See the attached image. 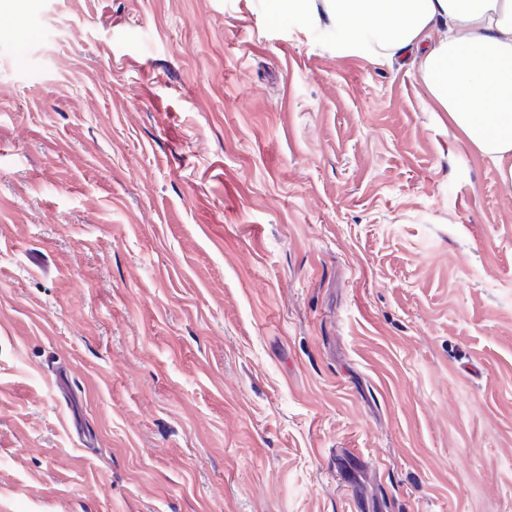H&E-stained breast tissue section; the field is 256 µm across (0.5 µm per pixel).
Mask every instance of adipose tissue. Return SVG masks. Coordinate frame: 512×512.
I'll use <instances>...</instances> for the list:
<instances>
[{
    "instance_id": "adipose-tissue-1",
    "label": "adipose tissue",
    "mask_w": 512,
    "mask_h": 512,
    "mask_svg": "<svg viewBox=\"0 0 512 512\" xmlns=\"http://www.w3.org/2000/svg\"><path fill=\"white\" fill-rule=\"evenodd\" d=\"M344 35L340 53L411 62L437 107L512 185V0H278Z\"/></svg>"
}]
</instances>
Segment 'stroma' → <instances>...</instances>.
Returning a JSON list of instances; mask_svg holds the SVG:
<instances>
[{"instance_id": "35a3bbf8", "label": "stroma", "mask_w": 512, "mask_h": 512, "mask_svg": "<svg viewBox=\"0 0 512 512\" xmlns=\"http://www.w3.org/2000/svg\"><path fill=\"white\" fill-rule=\"evenodd\" d=\"M0 512H502L512 187L276 0H18Z\"/></svg>"}]
</instances>
